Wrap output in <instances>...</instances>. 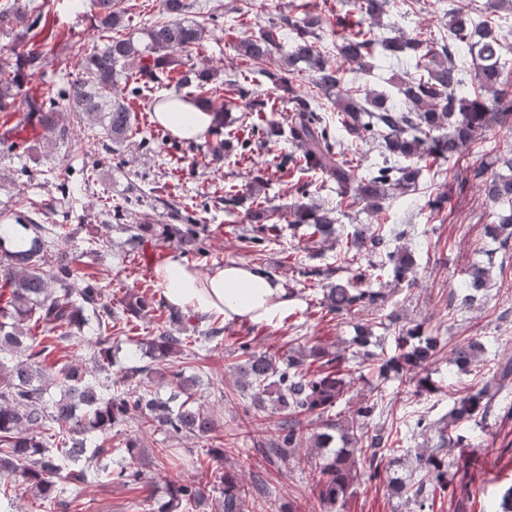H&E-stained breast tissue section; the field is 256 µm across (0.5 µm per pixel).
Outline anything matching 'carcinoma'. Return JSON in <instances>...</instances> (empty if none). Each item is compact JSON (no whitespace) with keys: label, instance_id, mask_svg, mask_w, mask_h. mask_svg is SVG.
Returning <instances> with one entry per match:
<instances>
[{"label":"carcinoma","instance_id":"1","mask_svg":"<svg viewBox=\"0 0 512 512\" xmlns=\"http://www.w3.org/2000/svg\"><path fill=\"white\" fill-rule=\"evenodd\" d=\"M388 0H355L359 15L370 23L384 13ZM189 0H161L158 15L142 29L143 48L122 34L121 13L112 0H89L99 41L89 51L78 48L82 75L53 83L40 96H21L26 80L56 57V45L49 41L31 42L30 34L39 21L29 0H4L0 4V37L11 44L0 49V113L11 116L23 99L25 120L36 121L38 139L52 143L65 139V100L72 112H82L99 130L85 149L89 158L110 155L119 150L131 133L137 115L127 99L112 96L119 80L131 83L130 95L138 98L150 85L166 80L179 90L188 88V100L211 109L209 86L216 72L208 68L174 66L175 54L189 53L203 46L206 27L187 17ZM512 7V0H490L479 5L470 0L465 8L448 10L451 40L432 41L392 37L379 39L371 27H358L339 36L336 56L343 62L372 68L370 59L377 48L386 55L415 60L416 74L396 81L401 104L390 102L384 93L373 95L348 84L341 65L325 58L315 47L318 19L301 23L282 15L256 34L240 40V57L255 64L272 66L266 75L277 85L293 92L289 135L300 149L299 160L336 182L337 195L363 204L371 215L382 212V201L389 187L413 188L419 174L414 162L431 157L458 160L475 139L487 129L512 117V85L503 76V46L490 21L476 24L472 15L481 9L491 12ZM294 33L289 50H283V31ZM466 52L474 66L475 86L465 92L460 54ZM307 72L312 85L327 94L336 93V103L345 123L362 136L382 135L386 155L384 165L359 178L354 166L342 160L339 140L321 113L318 94L298 93L290 79ZM448 134L432 135L443 126ZM511 175H488L478 166L465 169L461 184L473 181L495 207V221L488 233L500 241L504 251L512 245V155L500 156ZM293 224L304 226L305 235L321 243L336 233L338 209L296 206ZM28 240L10 251L0 245V278L8 293L0 299V512H17L19 488H24L43 504L52 507L94 483H106L117 475L133 489L141 484L143 469H166L175 465L173 452L159 448L150 453L138 436L124 435L121 426L136 427L147 434L163 430L189 438L208 436L217 425L197 398L198 381L184 371L170 373L177 386L168 399L153 390L155 377L167 362L181 358L200 360L207 345L220 337L223 329L212 326L202 336H182L177 330L161 328L141 339L129 359L148 361L128 368L125 382L112 380V329L121 324V315H138L152 302L137 297L112 306L104 289L88 283L76 286L79 268L61 244L73 238L64 224L46 226L35 219L26 225ZM162 232L177 240L185 254L201 252L197 232L189 227L163 225ZM380 229L371 224H354L346 233L343 256L353 263L362 258L389 266L396 281L412 275L411 251L382 252ZM492 266L475 263L450 290L448 305L473 307L490 288ZM383 299L379 291L365 285L363 275L330 282L323 288L327 312L348 315ZM94 318L95 339L85 340L83 328ZM372 327L363 325L352 345L371 363V390L392 377L407 378L415 392H432L436 383L427 367L441 351L440 337L421 324L403 327L394 336L395 353L385 357L367 350ZM83 341L90 350L92 366L64 365L53 370L46 365L51 353L47 342ZM487 351L477 338H465L451 350L450 361L461 373L479 366ZM242 363L237 366V387L250 391V408L263 412L272 408L282 415L279 434L258 451L272 464L280 462L297 468L309 466L315 475L309 498L321 509L345 503L349 489L360 481L382 479L384 460L396 452L384 430L372 425L377 399L366 394L341 420L333 414L343 401H350L346 351L332 353L313 347L309 353L295 352L276 359L254 350L247 342L237 347ZM512 387V356L498 359L496 368L460 394L448 418L429 421L420 418L416 427L437 435V443L414 455L413 470L422 473L416 481L399 480L394 494L427 512L436 496L455 497L448 482V469L461 470L457 461L448 460V449L466 447V436L459 424L472 421L478 426L495 412L498 396ZM119 437L117 443L112 438ZM336 449L317 461L301 448ZM219 496L211 500L214 512H249V489L236 470L219 476ZM168 500L159 512H193L207 497L200 481L173 479L167 488Z\"/></svg>","mask_w":512,"mask_h":512}]
</instances>
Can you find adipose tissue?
<instances>
[{"label":"adipose tissue","mask_w":512,"mask_h":512,"mask_svg":"<svg viewBox=\"0 0 512 512\" xmlns=\"http://www.w3.org/2000/svg\"><path fill=\"white\" fill-rule=\"evenodd\" d=\"M156 121L181 139H200L211 129L212 113L189 102L159 112ZM156 283L172 306L199 313H218L225 321L247 317L270 321L287 310L288 293L268 275L241 265H225L202 275L179 260H165L155 270Z\"/></svg>","instance_id":"obj_1"}]
</instances>
